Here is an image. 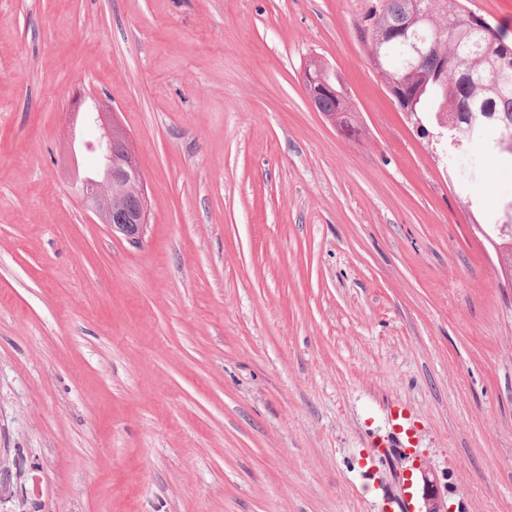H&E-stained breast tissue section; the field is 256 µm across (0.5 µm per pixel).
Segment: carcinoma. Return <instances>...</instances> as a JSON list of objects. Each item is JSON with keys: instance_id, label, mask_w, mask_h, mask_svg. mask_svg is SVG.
Returning <instances> with one entry per match:
<instances>
[{"instance_id": "carcinoma-1", "label": "carcinoma", "mask_w": 512, "mask_h": 512, "mask_svg": "<svg viewBox=\"0 0 512 512\" xmlns=\"http://www.w3.org/2000/svg\"><path fill=\"white\" fill-rule=\"evenodd\" d=\"M361 40L378 46L372 59L386 76L407 75L405 90L421 134L423 115L433 116L456 152L476 144L496 147L512 163V41L487 37L478 15L462 0H374L359 28ZM318 111L356 132L345 87L318 95Z\"/></svg>"}]
</instances>
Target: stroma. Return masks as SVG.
<instances>
[{"mask_svg": "<svg viewBox=\"0 0 512 512\" xmlns=\"http://www.w3.org/2000/svg\"><path fill=\"white\" fill-rule=\"evenodd\" d=\"M371 3L0 0V512H391L415 463L512 512V166L397 111ZM78 91L129 134L140 244L70 191ZM337 93L334 96L329 92L321 93L318 95V112H324L328 116H333L335 118L336 124H338L341 128L346 130L349 133L356 132V126L354 125V121L350 117V112H352L348 96L345 91L344 85L339 87L336 83Z\"/></svg>", "mask_w": 512, "mask_h": 512, "instance_id": "35a3bbf8", "label": "stroma"}]
</instances>
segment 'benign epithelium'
<instances>
[{
    "label": "benign epithelium",
    "instance_id": "7a95c632",
    "mask_svg": "<svg viewBox=\"0 0 512 512\" xmlns=\"http://www.w3.org/2000/svg\"><path fill=\"white\" fill-rule=\"evenodd\" d=\"M100 129V137L89 148L99 153L102 165L98 172L76 179L71 190L86 209L108 225L112 233L121 234L132 244L139 243L148 224L147 197L143 174L132 154L126 149L112 153V139L122 130L103 120L104 113H92ZM423 512H447L439 492L429 479H424Z\"/></svg>",
    "mask_w": 512,
    "mask_h": 512
}]
</instances>
